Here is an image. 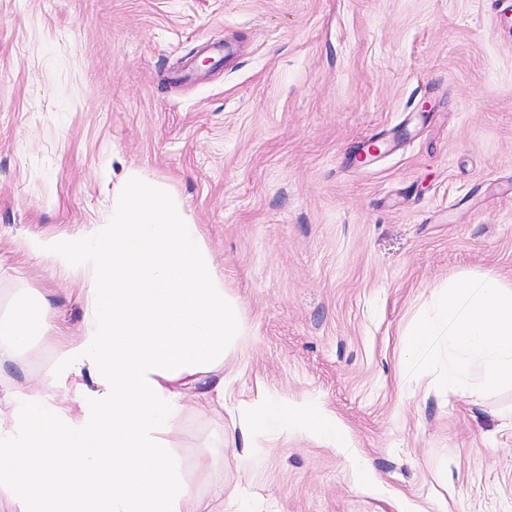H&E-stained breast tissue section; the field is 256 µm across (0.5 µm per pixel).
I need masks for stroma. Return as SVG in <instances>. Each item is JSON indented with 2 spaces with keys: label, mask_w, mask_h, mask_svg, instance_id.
Listing matches in <instances>:
<instances>
[{
  "label": "stroma",
  "mask_w": 512,
  "mask_h": 512,
  "mask_svg": "<svg viewBox=\"0 0 512 512\" xmlns=\"http://www.w3.org/2000/svg\"><path fill=\"white\" fill-rule=\"evenodd\" d=\"M131 170L244 325L232 399L166 436L185 482L241 512H512V389L452 397L403 361L435 287L512 281V0H0V320L26 299L80 332V280L27 242L109 223ZM61 355L31 336L0 410ZM261 392L336 439L243 440Z\"/></svg>",
  "instance_id": "35a3bbf8"
}]
</instances>
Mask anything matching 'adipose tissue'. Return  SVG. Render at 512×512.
<instances>
[{
	"mask_svg": "<svg viewBox=\"0 0 512 512\" xmlns=\"http://www.w3.org/2000/svg\"><path fill=\"white\" fill-rule=\"evenodd\" d=\"M49 267L76 271L85 289L81 332L43 382L9 395L0 412V490L12 512H211L183 482L166 433L187 401L223 402L229 381L213 362L241 333L238 307L210 272L196 225L143 173L130 171L112 221L81 236L34 237ZM56 326L25 304L0 322V364L32 331ZM255 421L295 420L332 438L336 423L309 404L255 403Z\"/></svg>",
	"mask_w": 512,
	"mask_h": 512,
	"instance_id": "ef3b65f1",
	"label": "adipose tissue"
}]
</instances>
